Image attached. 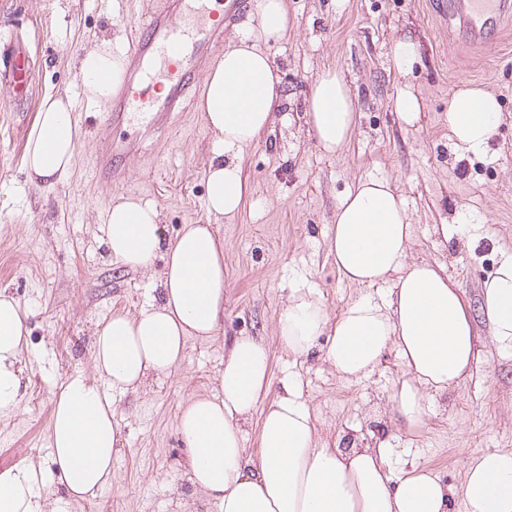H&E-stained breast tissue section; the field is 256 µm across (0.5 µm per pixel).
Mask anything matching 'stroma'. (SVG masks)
I'll use <instances>...</instances> for the list:
<instances>
[{
  "label": "stroma",
  "instance_id": "obj_1",
  "mask_svg": "<svg viewBox=\"0 0 512 512\" xmlns=\"http://www.w3.org/2000/svg\"><path fill=\"white\" fill-rule=\"evenodd\" d=\"M429 2L287 0L288 30L267 46L281 87L275 120L239 157L248 187L240 211L216 224L224 240V323L213 338L188 339L171 374L117 396L124 444L112 458V484L71 512H219L188 482L189 452L175 423L189 397L216 393L224 341L233 336L269 345L273 386L299 374L321 439L344 448L385 443L395 468L422 465L453 487L471 457L512 449V349L492 341L480 308L484 282L512 255V26L499 53L483 55L460 43ZM154 5L0 0V40L24 39L36 82L20 104L0 81V289L34 313L20 408L0 414V471L26 457L52 471L47 432L55 385L76 372L92 374L98 322L138 312L159 295L162 258L148 272L112 261L102 215L113 196L154 203L170 237L208 220L204 170L213 134L198 96L187 99L171 134L149 136L123 160V183L89 177L106 115L85 98L77 59L93 42L128 44ZM404 36L419 42L420 56L401 72L391 46ZM327 68L344 75L358 112L352 140L335 155L317 145L306 114L311 84ZM464 83L495 90L502 110L495 136L478 154L457 149L449 137L448 100ZM405 89L421 103L410 125L395 109ZM64 93L73 99L81 144L70 178L40 191L26 177L25 145L44 97ZM368 176L388 179L403 196L413 224L409 261L444 266L473 309L478 335L468 373L434 396L427 424L415 434L391 421L401 375L395 352L349 383L322 360L325 342L297 356L277 337V317L296 286L316 288L334 314L362 295L337 272L327 239L338 199Z\"/></svg>",
  "mask_w": 512,
  "mask_h": 512
}]
</instances>
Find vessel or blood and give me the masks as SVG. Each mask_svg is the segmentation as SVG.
<instances>
[{
  "label": "vessel or blood",
  "instance_id": "1",
  "mask_svg": "<svg viewBox=\"0 0 512 512\" xmlns=\"http://www.w3.org/2000/svg\"><path fill=\"white\" fill-rule=\"evenodd\" d=\"M212 2L158 0L136 29L126 51V79L112 97L110 117L98 131V177L123 179L115 159L138 149L135 136L118 139L113 130L123 125L137 133L166 128L193 87L195 74L223 49L224 34L243 14L246 0H224L220 8ZM442 7L458 33L488 53L496 47L504 19L512 18V0H443ZM8 78L14 95H23L31 80L24 58L13 56Z\"/></svg>",
  "mask_w": 512,
  "mask_h": 512
}]
</instances>
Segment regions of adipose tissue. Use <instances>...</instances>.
I'll return each instance as SVG.
<instances>
[{
    "label": "adipose tissue",
    "mask_w": 512,
    "mask_h": 512,
    "mask_svg": "<svg viewBox=\"0 0 512 512\" xmlns=\"http://www.w3.org/2000/svg\"><path fill=\"white\" fill-rule=\"evenodd\" d=\"M125 62L108 43L86 46L79 60L86 98L106 108ZM199 107L214 134L206 169V209L212 219L236 214L246 194L241 167L225 160L255 142L274 121L281 96L269 54L244 34L228 45L204 76ZM308 121L318 146L334 154L352 138L356 101L336 70L314 79ZM501 121L495 92L462 87L448 102L456 146L482 152ZM80 130L69 97L47 96L27 139L24 164L36 186L65 182L76 161ZM187 224L166 239L161 212L133 199L112 202L104 215L105 245L116 263L149 270L164 264L159 299L138 313L112 314L94 332L93 375L65 376L52 397L49 446L54 470L31 463L0 471V512H70L112 483V457L122 446L115 397L149 376L170 374L188 338L215 336L224 318V242L212 224ZM410 215L390 181L361 178L338 200L328 253L339 275L368 289L396 275L386 298L368 292L330 314L316 289L294 288L277 318L281 345L308 354L327 336L324 362L346 381L367 377L388 350L403 374L393 402L402 428L417 432L435 394L456 385L475 353L469 308L459 289L428 263L408 260ZM482 306L495 343L512 347V256L484 284ZM31 312L0 289V412L22 400V355ZM217 392L185 404L176 429L189 451L190 485L220 512H448L461 493L465 512H512V449L486 452L466 463L459 488L419 466L393 472L385 444L361 448L318 443L315 419L301 383L288 378L271 394L270 352L252 336L233 339ZM268 405H261L262 397ZM260 414L259 446L244 444L243 426Z\"/></svg>",
    "instance_id": "obj_1"
}]
</instances>
